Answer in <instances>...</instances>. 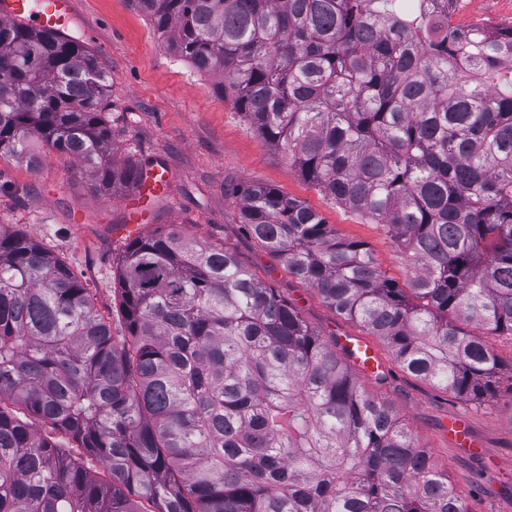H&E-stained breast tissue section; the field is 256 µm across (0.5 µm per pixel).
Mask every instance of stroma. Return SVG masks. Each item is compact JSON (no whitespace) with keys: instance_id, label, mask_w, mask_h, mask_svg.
Wrapping results in <instances>:
<instances>
[{"instance_id":"obj_1","label":"stroma","mask_w":512,"mask_h":512,"mask_svg":"<svg viewBox=\"0 0 512 512\" xmlns=\"http://www.w3.org/2000/svg\"><path fill=\"white\" fill-rule=\"evenodd\" d=\"M454 24L512 27V0H460ZM91 30L86 47L105 69L111 95L115 158L162 164L171 191L151 203L142 233L174 226L183 235L223 243L267 286L287 298L326 338L364 335L355 321L329 309L318 293L292 277L242 224L235 192L272 184L301 200L343 237L365 242L381 270L399 283L410 271L382 225L360 220L305 181L286 154L252 131L214 80L175 57L133 0H80L74 37ZM124 192L98 197L70 156L46 152L37 168L0 159V225L22 233L68 264L94 304L125 332L115 293V268L127 236ZM488 342L502 375L494 395L478 403L444 392L405 371L376 341L385 383L363 374L366 393L394 407L418 447L448 478L466 512H512V336ZM472 440L470 451L444 433L449 418Z\"/></svg>"}]
</instances>
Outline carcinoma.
I'll list each match as a JSON object with an SVG mask.
<instances>
[{
	"label": "carcinoma",
	"mask_w": 512,
	"mask_h": 512,
	"mask_svg": "<svg viewBox=\"0 0 512 512\" xmlns=\"http://www.w3.org/2000/svg\"><path fill=\"white\" fill-rule=\"evenodd\" d=\"M301 177L381 224L412 276L383 273L302 201L239 190L288 274L461 398L512 336V28L452 24L450 0H133ZM108 76L78 40L0 20V157L113 159ZM126 334L51 251L0 227V512H463L336 344L224 244L160 228L117 272ZM41 420L105 464L103 482Z\"/></svg>",
	"instance_id": "obj_1"
}]
</instances>
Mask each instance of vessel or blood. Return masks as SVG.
<instances>
[{
  "label": "vessel or blood",
  "instance_id": "1",
  "mask_svg": "<svg viewBox=\"0 0 512 512\" xmlns=\"http://www.w3.org/2000/svg\"><path fill=\"white\" fill-rule=\"evenodd\" d=\"M78 0H0V20L11 21L31 29L52 34L66 40L71 36L77 20ZM170 175L160 164L146 168L143 181L137 193L128 204V235H137L143 212L140 203L144 197L152 195L155 188H169ZM340 350L365 373H373L381 366L379 354L372 343L361 336L337 337Z\"/></svg>",
  "mask_w": 512,
  "mask_h": 512
}]
</instances>
